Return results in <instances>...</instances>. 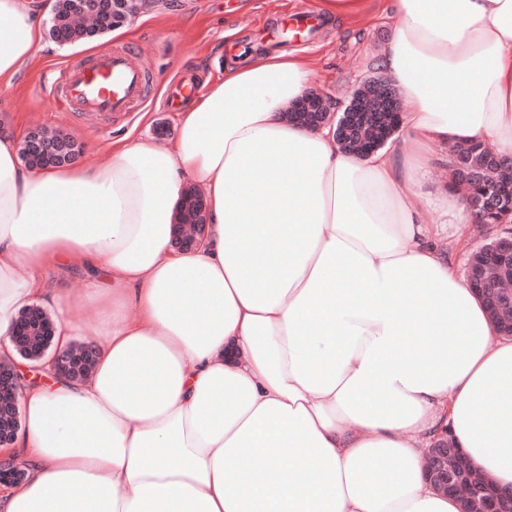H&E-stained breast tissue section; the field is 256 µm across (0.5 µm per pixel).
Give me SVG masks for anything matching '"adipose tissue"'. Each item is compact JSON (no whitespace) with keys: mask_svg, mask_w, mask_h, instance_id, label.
Masks as SVG:
<instances>
[{"mask_svg":"<svg viewBox=\"0 0 512 512\" xmlns=\"http://www.w3.org/2000/svg\"><path fill=\"white\" fill-rule=\"evenodd\" d=\"M55 0H0V88ZM373 68L401 92L388 143L356 156L286 114L311 62L269 54L181 105L178 133L102 164L29 167L0 130V360L19 315L54 319L0 512H459L424 476L449 432L512 488V338L457 272L474 217L435 151L512 156V0H389ZM203 190L208 236L172 244ZM92 271L80 299L47 271ZM95 307L88 324L84 304ZM98 339L89 377L58 351ZM483 145L484 144H482L481 142L475 140L459 142L457 145H455L449 162L450 177L454 184L458 185L456 180V171L454 168L453 155L459 151L465 152L474 166L481 167L484 155Z\"/></svg>","mask_w":512,"mask_h":512,"instance_id":"ef3b65f1","label":"adipose tissue"}]
</instances>
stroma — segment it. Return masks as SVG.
Wrapping results in <instances>:
<instances>
[{
  "label": "stroma",
  "instance_id": "stroma-1",
  "mask_svg": "<svg viewBox=\"0 0 512 512\" xmlns=\"http://www.w3.org/2000/svg\"><path fill=\"white\" fill-rule=\"evenodd\" d=\"M315 7L316 0H155L153 18L131 23L130 36L107 34L98 40L99 48L127 51L146 68L150 81L144 100L128 114L95 119L65 99L52 102L45 96V87L59 72L86 55L79 45L63 46L44 37L36 63L11 88L0 90V127L56 129L82 145L84 158L101 163L108 159V144L126 134L175 136V114L159 94L162 87L188 76L201 84L223 76L231 62L293 50L312 58L316 89L344 109L355 90L376 74L371 60L389 35L387 3L367 0L357 17L328 19L309 40L280 43L275 28L281 15ZM228 30L235 33L234 43L224 41ZM145 112L151 113V122L141 121Z\"/></svg>",
  "mask_w": 512,
  "mask_h": 512
}]
</instances>
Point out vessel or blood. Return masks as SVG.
Segmentation results:
<instances>
[{
    "mask_svg": "<svg viewBox=\"0 0 512 512\" xmlns=\"http://www.w3.org/2000/svg\"><path fill=\"white\" fill-rule=\"evenodd\" d=\"M145 74L124 51L105 48L90 63L69 66L49 95H62L94 116L127 112L145 95Z\"/></svg>",
    "mask_w": 512,
    "mask_h": 512,
    "instance_id": "1",
    "label": "vessel or blood"
}]
</instances>
